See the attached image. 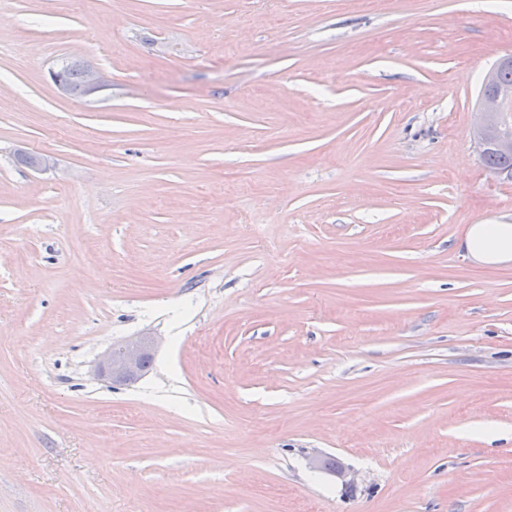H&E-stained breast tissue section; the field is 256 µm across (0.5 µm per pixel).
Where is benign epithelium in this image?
<instances>
[{"instance_id":"benign-epithelium-1","label":"benign epithelium","mask_w":512,"mask_h":512,"mask_svg":"<svg viewBox=\"0 0 512 512\" xmlns=\"http://www.w3.org/2000/svg\"><path fill=\"white\" fill-rule=\"evenodd\" d=\"M512 66V56L501 59L487 74L479 98L478 122L474 137L479 153L490 145L504 152H512V84L499 79L502 70ZM84 96L102 91L110 85L106 72L97 67L85 70ZM157 346L152 336L127 339L104 358L101 373L115 385H125L141 376L140 366L148 357H154Z\"/></svg>"}]
</instances>
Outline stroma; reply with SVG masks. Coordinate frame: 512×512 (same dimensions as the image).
I'll list each match as a JSON object with an SVG mask.
<instances>
[{
    "instance_id": "obj_1",
    "label": "stroma",
    "mask_w": 512,
    "mask_h": 512,
    "mask_svg": "<svg viewBox=\"0 0 512 512\" xmlns=\"http://www.w3.org/2000/svg\"><path fill=\"white\" fill-rule=\"evenodd\" d=\"M509 55L512 0H0V512H512ZM512 56L501 59L487 74L479 98L477 110L478 122L474 137L479 154L494 144L504 152H512ZM498 135L492 139L493 136ZM483 165L493 174L506 173L512 176V154H501L495 150H488L481 157ZM62 69L64 70L68 85L59 71L55 72L52 70L50 77L59 91L70 94L73 97H87L102 91L110 85V79L103 69L91 67V65L84 61L75 60L68 62ZM465 246L475 262L507 264L512 260V225L474 224L466 235ZM157 346L153 336L127 339L104 358L101 373L115 385H125L141 376L140 366L147 357H154Z\"/></svg>"
}]
</instances>
